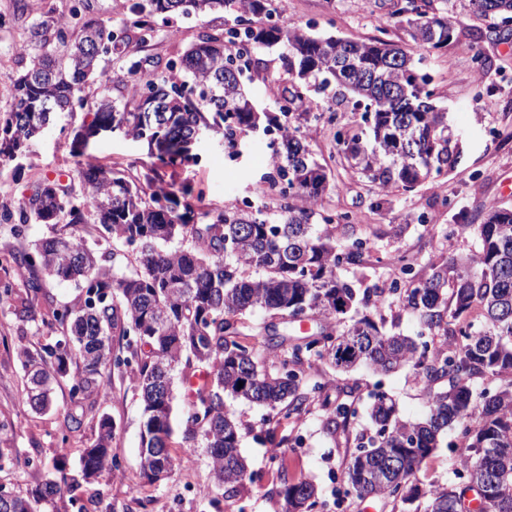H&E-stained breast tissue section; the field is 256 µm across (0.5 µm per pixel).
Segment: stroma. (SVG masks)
<instances>
[{
  "mask_svg": "<svg viewBox=\"0 0 512 512\" xmlns=\"http://www.w3.org/2000/svg\"><path fill=\"white\" fill-rule=\"evenodd\" d=\"M394 0H277L282 21L311 26L314 33L366 41L381 38L410 47L411 41L390 14ZM25 12L14 10V0H0V12L12 14L11 26L0 29V68L11 69L13 46L27 39L34 15L63 11L65 0H26ZM454 22L460 41L434 50L428 68L447 109L448 126L459 145V163L447 174L427 180L414 190L388 189L382 210L371 207L376 191L360 181L351 168L336 171V187L326 196V208L354 213L355 230L336 228L337 244L354 238L368 242L369 257L360 269L341 268L338 276L358 290L383 288L398 275L389 257L404 253L415 262L419 275L451 255L473 252L476 235L458 236V224L478 222L480 214L494 206H512V30L498 33L493 17L473 14L468 0H454ZM200 29L195 18L174 15L159 25L150 53L167 56L185 49ZM490 61L482 76L472 70V56ZM89 114L77 110L62 117L58 127L29 141L9 161L0 164V211L16 209L28 188L43 179L68 182L86 158L143 176L150 158L145 143L118 135L104 134L90 140L84 153H76L74 135ZM361 125L360 112L343 102L335 107L333 122L304 127L306 143L320 162H328L336 151V130H355ZM268 137L245 138L239 156H230L222 137L200 140L193 148L196 162L168 172L164 180L179 184L193 180L203 185L205 201L218 208L238 198L251 196L262 176L271 170ZM433 216L435 230L423 231L421 214ZM44 328L39 315H27L20 308L0 306V488L27 497L47 478L50 464L65 472L74 471L82 448L97 434L100 415L115 425L112 445L121 469L103 475L79 492L75 501L61 499L40 504V512H281L280 491L284 481L309 479L322 495L313 512H395L391 503L378 498L360 500L347 495L340 484V465L353 444L345 436L329 435L321 404L310 405L299 418L270 420L269 409L246 401L225 398L227 410L239 422L238 452L254 472L236 492L218 493L205 448L185 455L182 425H175L170 452L176 465L167 478L148 483L141 476L140 431L142 405L133 375L113 371L110 395L93 400L81 424L65 431L66 413L76 411L68 383L56 385L54 408L34 413L24 391V373L17 349L35 346ZM328 383L330 400L338 405L353 401L356 413L349 418V434L368 433V415L373 391L386 392L400 415L415 420L427 409V391L416 379L412 366L388 373L360 368L337 372L313 363L304 374V384ZM461 453L457 432H449L440 447L424 462L417 474L422 487L453 482Z\"/></svg>",
  "mask_w": 512,
  "mask_h": 512,
  "instance_id": "stroma-1",
  "label": "stroma"
}]
</instances>
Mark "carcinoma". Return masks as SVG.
Listing matches in <instances>:
<instances>
[{
  "label": "carcinoma",
  "mask_w": 512,
  "mask_h": 512,
  "mask_svg": "<svg viewBox=\"0 0 512 512\" xmlns=\"http://www.w3.org/2000/svg\"><path fill=\"white\" fill-rule=\"evenodd\" d=\"M76 2L75 23H67L64 12L41 14L30 25L14 60L17 70L8 75L11 105L0 111V161L41 134L44 105L71 113L94 85L100 94L92 120L81 124L75 141L84 147L117 122L156 152L143 183L88 162L77 172L78 187L46 179L16 211L3 214L21 225L54 227L31 249L9 252L28 277L24 289L0 291L1 305L18 303L28 314L42 307V324L62 333L36 350L19 348L31 409L50 410L53 386L62 380L82 408L90 397H104L112 369H128L143 404L142 476L153 483L174 467L169 440L178 371L192 397L182 416L188 449L202 439L217 487L233 491L247 466L224 396L297 417L314 401L329 400L328 384L303 385L306 365L389 372L412 362L429 390L424 417L405 420L387 393H374L370 435L355 438V451L344 461L347 490L357 499L373 496L403 507L424 500L414 512H469L466 495L473 492L479 512H512V381L476 388L480 380L512 376V207H493L481 223L466 225L478 237L477 250L434 264L428 276L391 292L361 293L340 280L338 268L365 264L359 240L338 248L331 232L316 229L340 224L348 214L321 206L331 177L304 144L301 128L317 119L314 108L334 112L338 95L362 111L364 128L353 135L336 131L337 155L378 192L411 191L458 163L426 56L380 38L320 36L274 21L275 0H125L117 25L84 18L85 0ZM449 3L397 0L391 17L422 51L440 49L455 38ZM470 4L482 16L512 20V0ZM218 12L232 14V22L217 30L201 26L184 51L165 60L139 56L157 19ZM276 45L287 51L288 79L267 74L263 80L280 90L279 113L261 112L254 103L225 108L229 96L251 99L241 75L259 71L254 51ZM114 55L126 58L127 75L109 83L105 63ZM198 129L222 136L233 153L256 131L277 132V144L270 145L273 173L261 182L284 201L278 217L251 204L196 212L187 199L200 200L202 192L190 184L176 190L158 185L160 169L196 161L187 142ZM89 224L102 240H112V251L88 244L83 228ZM126 245L135 252L128 272L118 266ZM45 275L72 282L78 290L73 302L59 306L47 298ZM395 296L436 341L434 350L385 332L371 317L369 311ZM358 304L368 313L345 323ZM256 309L281 318L283 333L273 323L247 325L244 316ZM474 311L478 321L460 324ZM299 315L319 320L320 329L288 337ZM254 330L270 353H287L276 371L259 368L253 348L240 341ZM116 335L125 340L122 358L114 354ZM349 411L339 406L327 413L328 433L347 432ZM450 430L462 439L459 465L466 475L423 491L417 472ZM113 437L111 419L101 416L77 471L47 479L31 500L0 493V512H34L39 502L74 495L90 479L119 469ZM281 494L282 512H310L319 503L317 486L306 479L284 482Z\"/></svg>",
  "instance_id": "1"
}]
</instances>
